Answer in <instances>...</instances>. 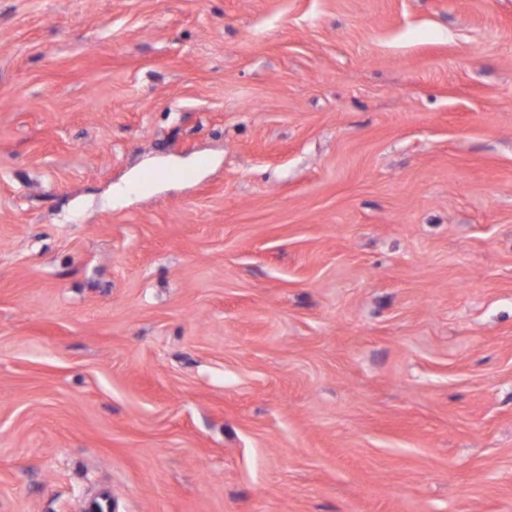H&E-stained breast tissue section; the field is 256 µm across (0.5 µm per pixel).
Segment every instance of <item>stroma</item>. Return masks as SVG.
Returning a JSON list of instances; mask_svg holds the SVG:
<instances>
[{
	"label": "stroma",
	"instance_id": "1",
	"mask_svg": "<svg viewBox=\"0 0 512 512\" xmlns=\"http://www.w3.org/2000/svg\"><path fill=\"white\" fill-rule=\"evenodd\" d=\"M103 488L512 512V0H0V512Z\"/></svg>",
	"mask_w": 512,
	"mask_h": 512
}]
</instances>
